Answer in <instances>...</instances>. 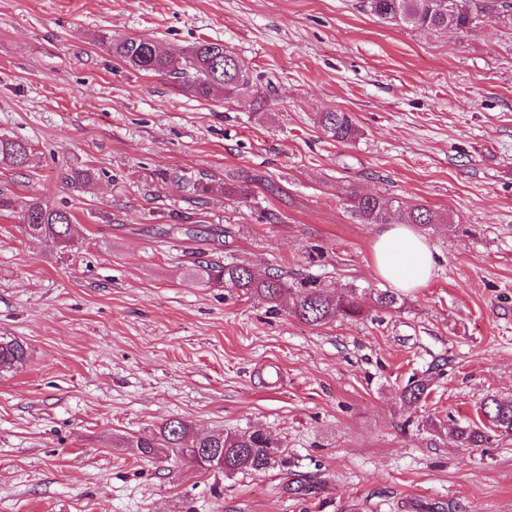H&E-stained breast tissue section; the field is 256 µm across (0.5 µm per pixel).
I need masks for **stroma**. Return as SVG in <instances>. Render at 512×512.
<instances>
[{"instance_id":"1","label":"stroma","mask_w":512,"mask_h":512,"mask_svg":"<svg viewBox=\"0 0 512 512\" xmlns=\"http://www.w3.org/2000/svg\"><path fill=\"white\" fill-rule=\"evenodd\" d=\"M362 2L0 0V137L31 154L0 166V193L76 219L63 250L0 217V336L29 352L0 372V512H512V437L462 448L428 429L512 396V19L459 34ZM111 36L174 56L223 42L250 89L192 96L126 68ZM334 110L355 143L322 131ZM81 168L95 180L70 189ZM164 171L216 188L199 202ZM231 173L248 197L224 194ZM351 184L448 217L414 225L436 266L398 308L372 300L383 227L352 213ZM201 253L355 289L363 316L310 326L290 292L270 312L195 280ZM427 371L428 398L403 404ZM170 419L264 430L293 472L143 458L133 441ZM319 123L331 140L350 143L360 138V130L349 113L332 111L320 113Z\"/></svg>"}]
</instances>
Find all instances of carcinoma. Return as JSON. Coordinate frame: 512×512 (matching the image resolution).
Here are the masks:
<instances>
[{
	"label": "carcinoma",
	"mask_w": 512,
	"mask_h": 512,
	"mask_svg": "<svg viewBox=\"0 0 512 512\" xmlns=\"http://www.w3.org/2000/svg\"><path fill=\"white\" fill-rule=\"evenodd\" d=\"M365 7L377 19L416 28L448 29L464 32L480 18L512 16V0H365ZM112 56L133 70L144 73H164L190 93L208 98L214 92L231 99L249 88L250 76L244 64L222 42L203 41L187 53L174 57L163 53L157 43L147 38L123 37L108 39ZM319 123L330 139L350 143L360 138V130L347 112L320 113ZM30 153L20 141L0 138V164L24 168ZM161 180L192 195L204 197L211 187L200 179L177 171L163 172ZM352 208L367 224H386L397 214L399 224H442L443 215L424 206L403 209L381 198L365 194L350 186L346 190ZM0 212L19 214L23 232L50 242L60 248L72 246V214L62 207H49L39 202L21 204L18 200L0 197ZM194 275L201 281L219 286L231 293H242L270 307H277L288 282L275 269L260 277L244 265L221 263L212 259L194 261ZM296 299L291 310L294 317L310 326H322L337 320L355 318L361 314L356 290L336 294L312 283L294 286ZM374 303L382 309H395L399 295L388 289L373 292ZM26 346L10 336H0V372H13L26 364ZM430 380L413 376L398 392L404 403L418 402L428 391ZM482 409L487 424L459 426L452 431L463 448H477L491 440V435L512 436V398L491 396ZM145 458L159 448H169L178 457L186 458L205 472L214 471L232 478L237 474L262 473L270 468L286 470L291 460L278 443L260 430L240 433L214 432L206 436L193 433L191 426L178 419L166 421L158 433L139 437L131 444ZM194 448H217L224 453V466L215 467L193 456Z\"/></svg>",
	"instance_id": "carcinoma-1"
}]
</instances>
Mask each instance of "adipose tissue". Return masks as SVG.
Here are the masks:
<instances>
[{"label":"adipose tissue","instance_id":"adipose-tissue-1","mask_svg":"<svg viewBox=\"0 0 512 512\" xmlns=\"http://www.w3.org/2000/svg\"><path fill=\"white\" fill-rule=\"evenodd\" d=\"M373 265L379 277L396 288L408 290L419 287L431 277L435 260L422 237L407 226L395 224L375 242Z\"/></svg>","mask_w":512,"mask_h":512}]
</instances>
